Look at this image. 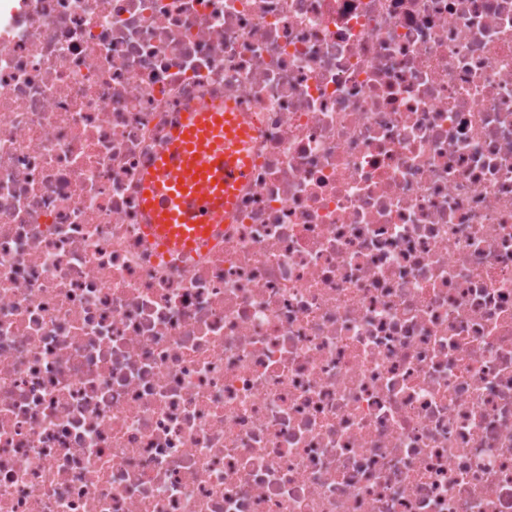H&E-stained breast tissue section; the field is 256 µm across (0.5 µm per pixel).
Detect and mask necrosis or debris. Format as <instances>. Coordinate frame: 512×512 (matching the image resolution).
<instances>
[{"mask_svg": "<svg viewBox=\"0 0 512 512\" xmlns=\"http://www.w3.org/2000/svg\"><path fill=\"white\" fill-rule=\"evenodd\" d=\"M0 512H512V0H0ZM250 136L229 105L187 112L143 182L145 225L163 250L190 251L224 229L236 190L249 178Z\"/></svg>", "mask_w": 512, "mask_h": 512, "instance_id": "necrosis-or-debris-1", "label": "necrosis or debris"}]
</instances>
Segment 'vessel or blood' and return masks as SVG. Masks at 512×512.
<instances>
[{
    "instance_id": "vessel-or-blood-1",
    "label": "vessel or blood",
    "mask_w": 512,
    "mask_h": 512,
    "mask_svg": "<svg viewBox=\"0 0 512 512\" xmlns=\"http://www.w3.org/2000/svg\"><path fill=\"white\" fill-rule=\"evenodd\" d=\"M251 131L240 113L204 106L180 129L144 178V221L163 250L186 252L224 228L249 178Z\"/></svg>"
}]
</instances>
